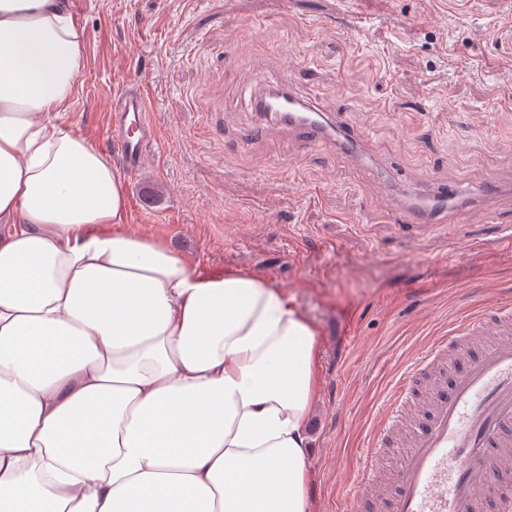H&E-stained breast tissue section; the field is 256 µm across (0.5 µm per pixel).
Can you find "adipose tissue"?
<instances>
[{
  "label": "adipose tissue",
  "instance_id": "ef3b65f1",
  "mask_svg": "<svg viewBox=\"0 0 512 512\" xmlns=\"http://www.w3.org/2000/svg\"><path fill=\"white\" fill-rule=\"evenodd\" d=\"M84 66L67 0H0V512H311L316 326L128 230L51 118Z\"/></svg>",
  "mask_w": 512,
  "mask_h": 512
}]
</instances>
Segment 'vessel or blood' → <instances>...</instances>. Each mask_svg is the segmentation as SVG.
Wrapping results in <instances>:
<instances>
[{
  "label": "vessel or blood",
  "mask_w": 512,
  "mask_h": 512,
  "mask_svg": "<svg viewBox=\"0 0 512 512\" xmlns=\"http://www.w3.org/2000/svg\"><path fill=\"white\" fill-rule=\"evenodd\" d=\"M254 109L267 123L287 126L308 136L310 145H326L340 155L369 163L374 154L358 128L337 122L292 88L255 96ZM141 83L125 84L112 99L108 140L128 172L140 171L157 134L148 116ZM512 194L494 175L475 186L436 183L420 191L394 185L389 198L406 223H448L459 209H476L483 200ZM512 320V310L481 305L436 338L427 354L402 376L390 406L364 451L365 466L353 480L351 512H372L373 483L384 468L394 436H402L400 484L386 502L387 512H472L492 482L487 462L494 449L512 444V332L471 352L472 337L482 329Z\"/></svg>",
  "instance_id": "b4317fda"
}]
</instances>
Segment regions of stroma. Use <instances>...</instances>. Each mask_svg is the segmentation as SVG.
<instances>
[{
    "instance_id": "stroma-1",
    "label": "stroma",
    "mask_w": 512,
    "mask_h": 512,
    "mask_svg": "<svg viewBox=\"0 0 512 512\" xmlns=\"http://www.w3.org/2000/svg\"><path fill=\"white\" fill-rule=\"evenodd\" d=\"M512 0H83L86 65L56 122L110 152L107 106L144 81L157 138L121 172L128 224L210 271L293 297L320 335L313 512L350 482L405 367L481 303L512 307V201L408 229L378 176L280 127L246 139L254 93L291 87L367 121L396 180L512 182Z\"/></svg>"
}]
</instances>
